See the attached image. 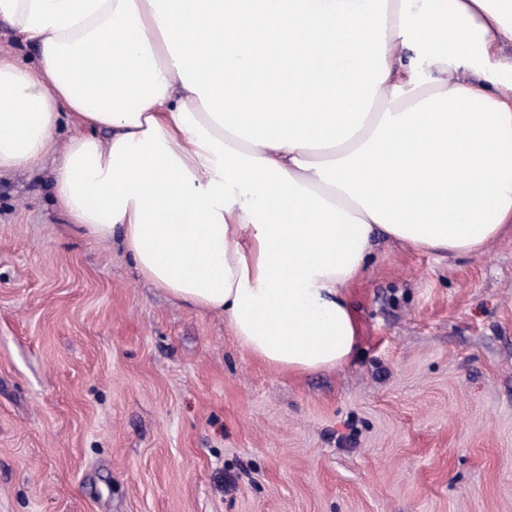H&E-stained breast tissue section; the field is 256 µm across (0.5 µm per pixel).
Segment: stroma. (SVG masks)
I'll use <instances>...</instances> for the list:
<instances>
[{"mask_svg":"<svg viewBox=\"0 0 512 512\" xmlns=\"http://www.w3.org/2000/svg\"><path fill=\"white\" fill-rule=\"evenodd\" d=\"M351 362H253L0 177V512H512V229L483 254L377 234Z\"/></svg>","mask_w":512,"mask_h":512,"instance_id":"stroma-1","label":"stroma"}]
</instances>
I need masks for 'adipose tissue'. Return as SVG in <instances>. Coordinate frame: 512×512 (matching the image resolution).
I'll list each match as a JSON object with an SVG mask.
<instances>
[{"label":"adipose tissue","mask_w":512,"mask_h":512,"mask_svg":"<svg viewBox=\"0 0 512 512\" xmlns=\"http://www.w3.org/2000/svg\"><path fill=\"white\" fill-rule=\"evenodd\" d=\"M0 175L221 313L289 374L356 349L376 233L448 257L512 225V0H0ZM76 130L60 140L63 118ZM0 54L17 56L22 62L29 65L38 63L36 50L16 42L14 32L2 21L0 22Z\"/></svg>","instance_id":"1"}]
</instances>
